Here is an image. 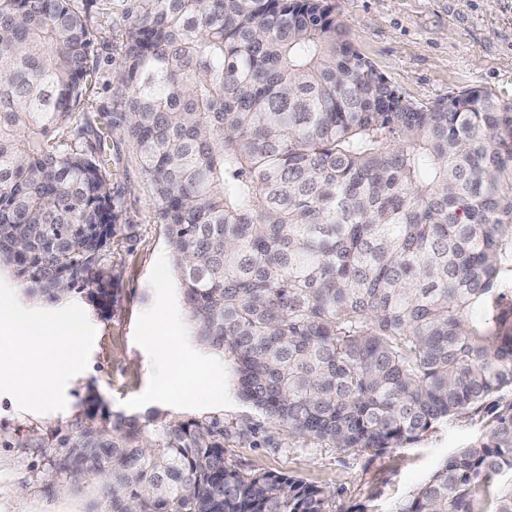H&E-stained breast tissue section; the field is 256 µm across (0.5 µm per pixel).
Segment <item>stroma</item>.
Here are the masks:
<instances>
[{"label":"stroma","instance_id":"1","mask_svg":"<svg viewBox=\"0 0 512 512\" xmlns=\"http://www.w3.org/2000/svg\"><path fill=\"white\" fill-rule=\"evenodd\" d=\"M92 34L93 110L120 112L114 95L129 25L128 0H74ZM350 40L406 99L430 103L470 89L512 96V0H337ZM118 215L112 243L101 259L112 283V311L103 313L87 293L54 302L26 294L0 267V302L20 314L50 318L55 329L79 338V356L60 374L46 399L34 400L0 383V512H99L97 493L76 487L66 496L48 491L45 474L62 447L15 446V438L67 429L80 420L90 393L113 413L224 424V456L245 471L296 475L334 494L338 506L366 505L392 512L459 448L481 434L479 421L441 424L418 442L375 457L317 448L264 419L241 401L230 364L194 338L180 301L170 250L150 185L133 141L121 126L105 136ZM208 369L209 383L158 397L166 364Z\"/></svg>","mask_w":512,"mask_h":512}]
</instances>
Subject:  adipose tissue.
I'll use <instances>...</instances> for the list:
<instances>
[{"label":"adipose tissue","mask_w":512,"mask_h":512,"mask_svg":"<svg viewBox=\"0 0 512 512\" xmlns=\"http://www.w3.org/2000/svg\"><path fill=\"white\" fill-rule=\"evenodd\" d=\"M72 345V337L49 332L44 324L25 319L9 304L0 303V378H9L25 394L50 390L45 356Z\"/></svg>","instance_id":"ef3b65f1"}]
</instances>
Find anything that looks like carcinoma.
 Here are the masks:
<instances>
[{
  "instance_id": "cac0c4a2",
  "label": "carcinoma",
  "mask_w": 512,
  "mask_h": 512,
  "mask_svg": "<svg viewBox=\"0 0 512 512\" xmlns=\"http://www.w3.org/2000/svg\"><path fill=\"white\" fill-rule=\"evenodd\" d=\"M73 0H0V266L29 295L87 291L117 215L87 115ZM194 336L238 397L321 448L382 455L481 414L395 512H512V99H405L335 0H152L115 76ZM49 467L102 512L333 510L319 486L224 458V429L92 396Z\"/></svg>"
}]
</instances>
